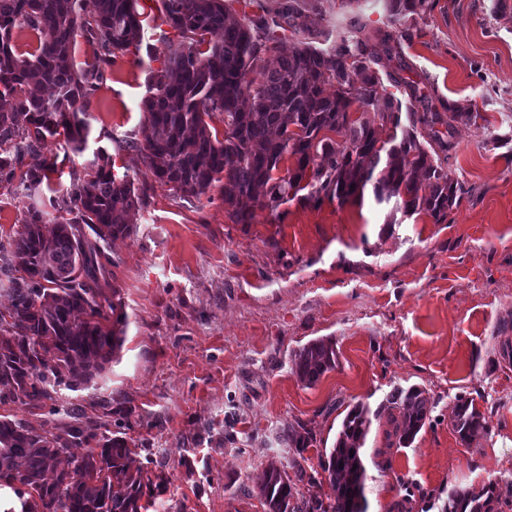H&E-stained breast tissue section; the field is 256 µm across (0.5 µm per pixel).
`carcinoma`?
<instances>
[{
  "label": "carcinoma",
  "instance_id": "obj_1",
  "mask_svg": "<svg viewBox=\"0 0 512 512\" xmlns=\"http://www.w3.org/2000/svg\"><path fill=\"white\" fill-rule=\"evenodd\" d=\"M327 2L285 0L239 15L226 0H161L165 22L186 47L152 72L143 141L129 148L176 196L198 199L220 185L224 212L235 224H250L255 210L274 212L296 198L342 206L362 199L368 187L376 203L391 202L405 217L447 222L466 194L448 170L451 138L480 114L468 100L435 95L424 74L402 76L414 72L403 46L421 36L419 21L439 0H386V28L351 14L334 41L310 24L311 16L326 13ZM136 5L95 0L88 16L83 0H0V100L8 102L0 109L1 187L31 196L56 171L51 156L26 164L49 139L84 151L86 103L101 70L76 68L73 45L79 37L96 42L102 63L139 47ZM25 28L39 37L26 55L13 44ZM286 31L295 45L281 56L279 33ZM269 54L278 55L272 69L261 65ZM213 118L224 124L221 140L211 131ZM287 156L293 167L276 175ZM145 197L101 153L70 173L62 195L50 199L52 213L30 204L21 227L0 243L10 297L0 312V405L69 418L48 431L0 414V512H147L154 487L164 483L152 449L128 436L130 415L123 428L108 429L112 400L99 401L102 413L91 417L83 405L62 399V390L91 384L119 359L128 321L107 249L136 232L130 217ZM337 364L331 338L293 355V370L307 386ZM435 406L418 386L394 388L374 410L353 405L334 446L320 452L330 494L315 491V478L303 469L292 477L271 461L256 482L267 512H368L364 445L373 421L388 413L398 447L408 448ZM452 426L466 444L488 432L486 416L463 396L456 397ZM284 436L299 451L316 442L300 421ZM73 448L85 452L76 456ZM499 508L491 483L452 488L439 505L440 512Z\"/></svg>",
  "mask_w": 512,
  "mask_h": 512
}]
</instances>
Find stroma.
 <instances>
[{
    "label": "stroma",
    "mask_w": 512,
    "mask_h": 512,
    "mask_svg": "<svg viewBox=\"0 0 512 512\" xmlns=\"http://www.w3.org/2000/svg\"><path fill=\"white\" fill-rule=\"evenodd\" d=\"M137 9L143 42L106 66L84 151L42 149L65 173L106 152L147 193L135 234L110 249L128 316L120 359L67 399L111 398L116 423L132 409V437L165 464L156 497L169 512H266L254 485L269 461L326 481L318 451L349 408L416 385L437 404L411 447L395 446L384 417L367 436L368 512H424L439 492L488 482L512 503V148L493 144L512 132V0H439L405 50L440 96L481 114L454 132L448 166L467 194L444 224L393 223L369 194L293 200L234 224L219 187L189 200L156 183L129 144L142 138L151 71L181 42L159 0ZM326 337L339 365L304 385L293 354ZM460 395L489 422L467 444L451 422ZM299 420L317 439L303 452L281 437Z\"/></svg>",
    "instance_id": "obj_1"
}]
</instances>
